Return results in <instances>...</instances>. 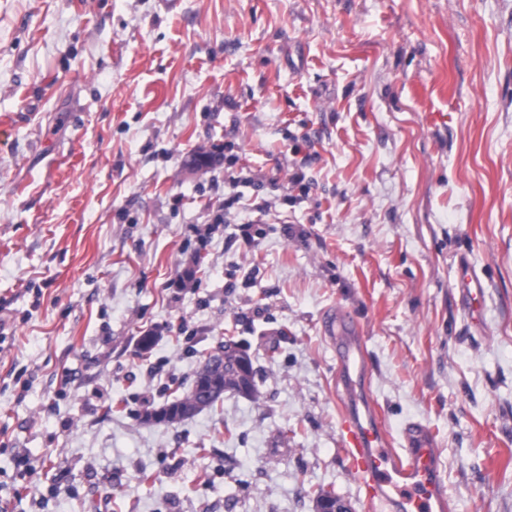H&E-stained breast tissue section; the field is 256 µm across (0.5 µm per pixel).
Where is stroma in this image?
<instances>
[{
  "instance_id": "1",
  "label": "stroma",
  "mask_w": 512,
  "mask_h": 512,
  "mask_svg": "<svg viewBox=\"0 0 512 512\" xmlns=\"http://www.w3.org/2000/svg\"><path fill=\"white\" fill-rule=\"evenodd\" d=\"M333 309L394 447L512 512V0H0L7 512H376ZM228 339L256 398L143 420ZM457 270V288L460 291L461 305L464 308H470L473 301L480 296L484 281L476 273L466 258L459 257L456 263Z\"/></svg>"
}]
</instances>
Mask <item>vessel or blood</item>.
I'll list each match as a JSON object with an SVG mask.
<instances>
[{"label":"vessel or blood","instance_id":"b4317fda","mask_svg":"<svg viewBox=\"0 0 512 512\" xmlns=\"http://www.w3.org/2000/svg\"><path fill=\"white\" fill-rule=\"evenodd\" d=\"M456 270L461 304L471 307L484 281L466 258H458ZM321 330L336 358L340 444L365 502L381 512H451L431 429L408 422L402 447L393 448L371 391L365 342L354 331L351 316L340 309L329 311Z\"/></svg>","mask_w":512,"mask_h":512}]
</instances>
